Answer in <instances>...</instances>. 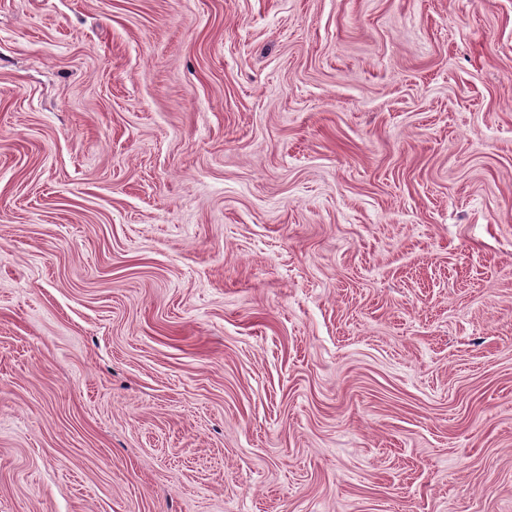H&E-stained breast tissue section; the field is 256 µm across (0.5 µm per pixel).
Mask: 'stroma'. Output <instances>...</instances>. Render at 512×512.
Listing matches in <instances>:
<instances>
[{"label":"stroma","instance_id":"obj_1","mask_svg":"<svg viewBox=\"0 0 512 512\" xmlns=\"http://www.w3.org/2000/svg\"><path fill=\"white\" fill-rule=\"evenodd\" d=\"M0 512H512V0H0Z\"/></svg>","mask_w":512,"mask_h":512}]
</instances>
